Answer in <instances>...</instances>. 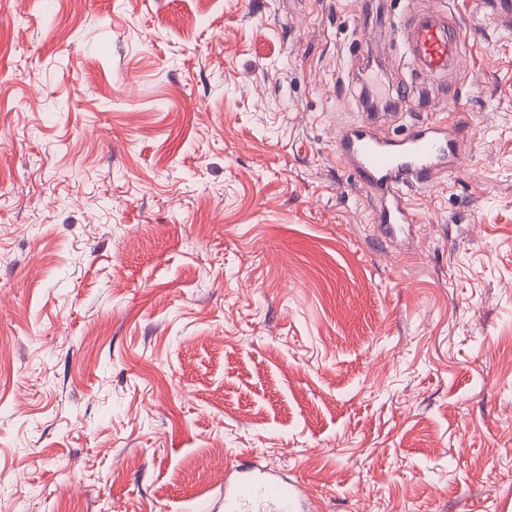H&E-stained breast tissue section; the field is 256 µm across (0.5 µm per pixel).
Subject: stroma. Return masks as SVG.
<instances>
[{"instance_id":"stroma-1","label":"stroma","mask_w":512,"mask_h":512,"mask_svg":"<svg viewBox=\"0 0 512 512\" xmlns=\"http://www.w3.org/2000/svg\"><path fill=\"white\" fill-rule=\"evenodd\" d=\"M468 42L411 71L409 7ZM0 0V512H202L255 454L316 512H512V30L481 0ZM360 59L350 46L358 31ZM453 122L408 244L336 161Z\"/></svg>"}]
</instances>
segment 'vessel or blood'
I'll use <instances>...</instances> for the list:
<instances>
[{
  "instance_id": "vessel-or-blood-1",
  "label": "vessel or blood",
  "mask_w": 512,
  "mask_h": 512,
  "mask_svg": "<svg viewBox=\"0 0 512 512\" xmlns=\"http://www.w3.org/2000/svg\"><path fill=\"white\" fill-rule=\"evenodd\" d=\"M399 38L412 69L429 78L447 76L465 46L457 27L435 9L411 13ZM461 153L445 124L417 122L394 136L361 119L336 133L337 158L373 198L376 228L391 241L404 240L407 226L417 221L406 187L427 186L437 174L455 169ZM304 502L300 483L247 459L224 475V512H304Z\"/></svg>"
}]
</instances>
